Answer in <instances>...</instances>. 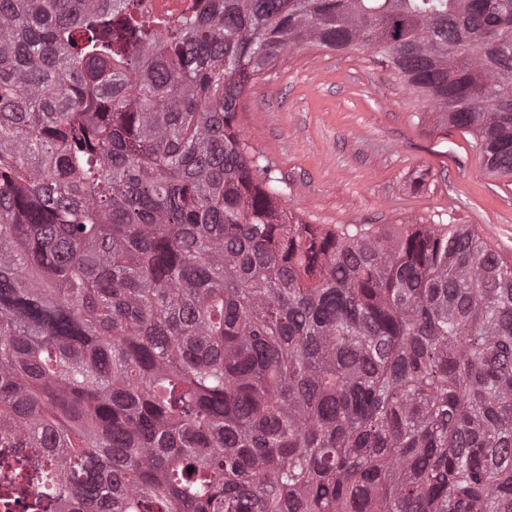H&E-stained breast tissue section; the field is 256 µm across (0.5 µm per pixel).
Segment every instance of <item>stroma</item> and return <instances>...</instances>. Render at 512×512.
I'll list each match as a JSON object with an SVG mask.
<instances>
[{
    "mask_svg": "<svg viewBox=\"0 0 512 512\" xmlns=\"http://www.w3.org/2000/svg\"><path fill=\"white\" fill-rule=\"evenodd\" d=\"M237 120L304 221L466 224L512 259V178L486 171L469 133H439L433 107L365 52L288 50L248 86Z\"/></svg>",
    "mask_w": 512,
    "mask_h": 512,
    "instance_id": "obj_1",
    "label": "stroma"
}]
</instances>
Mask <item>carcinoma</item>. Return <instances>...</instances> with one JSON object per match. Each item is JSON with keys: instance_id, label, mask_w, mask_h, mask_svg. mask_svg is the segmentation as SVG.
Instances as JSON below:
<instances>
[{"instance_id": "obj_1", "label": "carcinoma", "mask_w": 512, "mask_h": 512, "mask_svg": "<svg viewBox=\"0 0 512 512\" xmlns=\"http://www.w3.org/2000/svg\"><path fill=\"white\" fill-rule=\"evenodd\" d=\"M0 0V459L58 512H512V262L329 229L237 125L366 51L512 175V0ZM192 1L195 0H145L147 12L142 16L145 19L150 18L153 22L157 19L169 21L171 31L174 27L173 22L193 3Z\"/></svg>"}]
</instances>
